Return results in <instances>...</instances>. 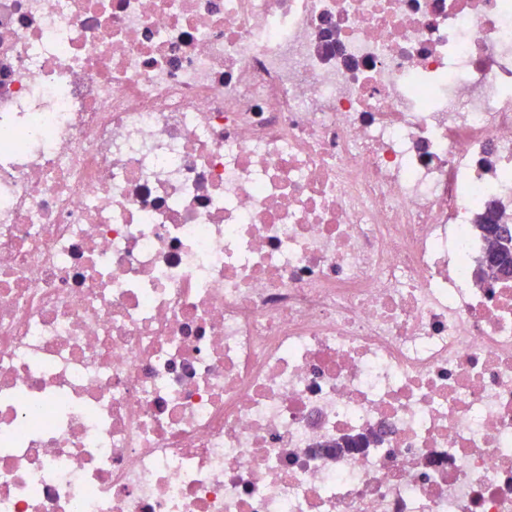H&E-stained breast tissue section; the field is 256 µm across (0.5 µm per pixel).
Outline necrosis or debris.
Wrapping results in <instances>:
<instances>
[{
  "mask_svg": "<svg viewBox=\"0 0 512 512\" xmlns=\"http://www.w3.org/2000/svg\"><path fill=\"white\" fill-rule=\"evenodd\" d=\"M512 0H0V512H512ZM483 223L491 224L494 231L489 235V246L485 259L479 265V273L485 283H491L496 276H502L503 271L497 262V255L505 248L512 251V230L509 224H502L500 215H494Z\"/></svg>",
  "mask_w": 512,
  "mask_h": 512,
  "instance_id": "4bbe7bcc",
  "label": "necrosis or debris"
}]
</instances>
